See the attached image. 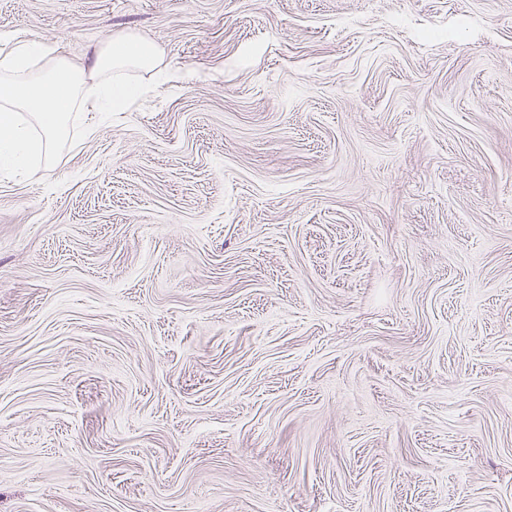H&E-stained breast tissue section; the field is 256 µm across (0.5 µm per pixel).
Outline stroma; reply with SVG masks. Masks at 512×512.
<instances>
[{
    "instance_id": "obj_1",
    "label": "stroma",
    "mask_w": 512,
    "mask_h": 512,
    "mask_svg": "<svg viewBox=\"0 0 512 512\" xmlns=\"http://www.w3.org/2000/svg\"><path fill=\"white\" fill-rule=\"evenodd\" d=\"M176 79L0 169V512H512V0H0Z\"/></svg>"
}]
</instances>
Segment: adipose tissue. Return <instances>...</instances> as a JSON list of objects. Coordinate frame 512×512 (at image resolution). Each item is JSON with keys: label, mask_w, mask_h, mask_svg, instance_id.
Returning a JSON list of instances; mask_svg holds the SVG:
<instances>
[{"label": "adipose tissue", "mask_w": 512, "mask_h": 512, "mask_svg": "<svg viewBox=\"0 0 512 512\" xmlns=\"http://www.w3.org/2000/svg\"><path fill=\"white\" fill-rule=\"evenodd\" d=\"M52 49L28 36L14 38L0 52V166L35 174L41 158L62 143L73 112H124L142 94L132 71L159 73L155 47L132 36L112 37L96 49L88 67L56 65L45 74L34 69ZM29 109L41 129L32 139L16 115Z\"/></svg>", "instance_id": "ef3b65f1"}]
</instances>
